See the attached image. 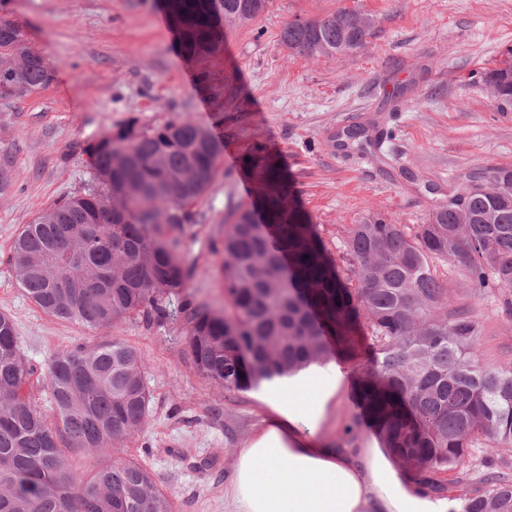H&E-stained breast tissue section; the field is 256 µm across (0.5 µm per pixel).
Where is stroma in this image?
<instances>
[{
	"instance_id": "obj_1",
	"label": "stroma",
	"mask_w": 512,
	"mask_h": 512,
	"mask_svg": "<svg viewBox=\"0 0 512 512\" xmlns=\"http://www.w3.org/2000/svg\"><path fill=\"white\" fill-rule=\"evenodd\" d=\"M341 8L376 17L374 35L352 56L305 58L280 41L295 18ZM151 0H0V18L20 29L48 66L50 82L0 99V156L14 170L0 191V312L13 318L28 363L76 343L117 338L144 361L151 395L142 430L113 449L150 469L175 512H224V484L240 448L267 415L258 391L227 392L201 378L185 323L128 318L88 329L40 310L16 283L7 255L16 233L44 208L98 185L87 145L130 118L152 127L181 117L236 151L219 165L177 239L189 269L187 294L224 307L219 270L227 224L260 203L264 165H279L289 209L313 224L328 257L341 262L348 231L372 213L416 228L470 169L512 165V105L482 79L512 49V0H270L251 23L226 30L224 50L184 57L173 27ZM381 113L379 152L415 182H381L363 153L331 151L325 133L341 120ZM456 305L481 329L479 359L512 364V312L502 291L475 296L458 267L437 265Z\"/></svg>"
}]
</instances>
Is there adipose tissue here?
<instances>
[{
	"instance_id": "adipose-tissue-1",
	"label": "adipose tissue",
	"mask_w": 512,
	"mask_h": 512,
	"mask_svg": "<svg viewBox=\"0 0 512 512\" xmlns=\"http://www.w3.org/2000/svg\"><path fill=\"white\" fill-rule=\"evenodd\" d=\"M341 381L330 361L267 391L273 416L238 453L227 512H451L453 501L400 474L382 448H338L321 435Z\"/></svg>"
}]
</instances>
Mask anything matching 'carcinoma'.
<instances>
[{
  "label": "carcinoma",
  "instance_id": "cac0c4a2",
  "mask_svg": "<svg viewBox=\"0 0 512 512\" xmlns=\"http://www.w3.org/2000/svg\"><path fill=\"white\" fill-rule=\"evenodd\" d=\"M187 57L224 46V29L264 13L269 0H160ZM376 20L347 8L297 18L281 33L306 57L349 56ZM512 104V50L483 74ZM51 72L11 21L0 19V99L43 87ZM371 142L366 125L336 148ZM223 145L188 119L144 128L132 118L90 143L101 188L66 197L22 226L8 262L45 313L88 328L130 317L161 321L188 273L166 227L192 221L214 182ZM261 208L239 211L224 233V311L187 301L185 343L199 376L228 392L344 357L358 364L361 414L383 447L456 512H512V369L476 361L480 330L450 306L435 261L456 264L476 291L512 289V168L461 176L415 232L372 214L349 230L347 273L329 263L301 215L288 210L279 172L265 168ZM12 317L0 313V512H173L145 466L108 455L139 432L150 394L140 353L114 339L56 351L41 376L53 416L37 405ZM106 460L87 475L66 451Z\"/></svg>",
  "mask_w": 512,
  "mask_h": 512
}]
</instances>
